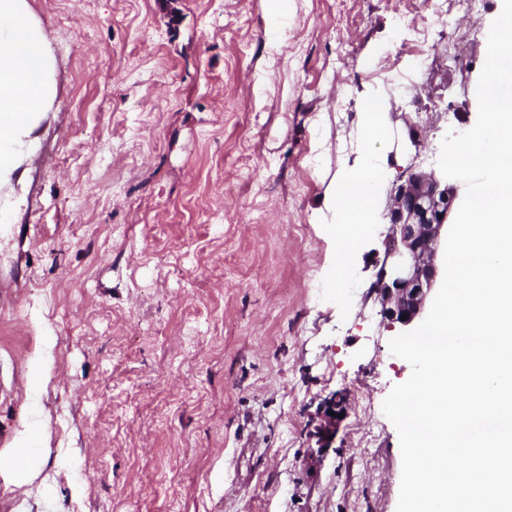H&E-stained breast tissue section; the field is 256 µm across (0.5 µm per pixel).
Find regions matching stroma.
<instances>
[{"instance_id":"1","label":"stroma","mask_w":512,"mask_h":512,"mask_svg":"<svg viewBox=\"0 0 512 512\" xmlns=\"http://www.w3.org/2000/svg\"><path fill=\"white\" fill-rule=\"evenodd\" d=\"M500 6L27 0L54 97L0 185V512H396L380 234L475 124ZM372 177L368 170L357 169L339 184L330 198V204L341 210L350 224H362L371 209L368 187Z\"/></svg>"}]
</instances>
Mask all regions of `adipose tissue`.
I'll use <instances>...</instances> for the list:
<instances>
[{
  "instance_id": "1",
  "label": "adipose tissue",
  "mask_w": 512,
  "mask_h": 512,
  "mask_svg": "<svg viewBox=\"0 0 512 512\" xmlns=\"http://www.w3.org/2000/svg\"><path fill=\"white\" fill-rule=\"evenodd\" d=\"M0 183L11 179L18 149L53 96V61L40 28L26 18L25 0H0ZM372 174L355 170L330 198L349 223L359 224L372 206Z\"/></svg>"
}]
</instances>
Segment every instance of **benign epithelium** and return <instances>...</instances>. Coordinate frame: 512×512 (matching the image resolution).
<instances>
[{"instance_id": "obj_1", "label": "benign epithelium", "mask_w": 512, "mask_h": 512, "mask_svg": "<svg viewBox=\"0 0 512 512\" xmlns=\"http://www.w3.org/2000/svg\"><path fill=\"white\" fill-rule=\"evenodd\" d=\"M454 195L448 181L434 172L414 174L398 189L372 284L380 315L391 328L411 331L426 318L430 294L442 275L437 256L447 239Z\"/></svg>"}]
</instances>
